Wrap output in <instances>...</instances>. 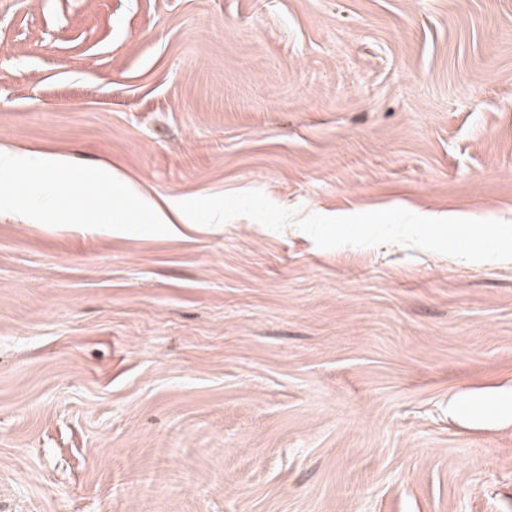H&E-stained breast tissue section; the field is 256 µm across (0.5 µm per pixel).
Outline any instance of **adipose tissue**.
<instances>
[{"mask_svg": "<svg viewBox=\"0 0 512 512\" xmlns=\"http://www.w3.org/2000/svg\"><path fill=\"white\" fill-rule=\"evenodd\" d=\"M66 169L64 159L50 153L0 148L1 176L21 174L45 189L44 197L39 200L28 193H1L0 208L18 209L26 214L29 222H42L55 208L54 187Z\"/></svg>", "mask_w": 512, "mask_h": 512, "instance_id": "ef3b65f1", "label": "adipose tissue"}]
</instances>
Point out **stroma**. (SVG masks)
I'll use <instances>...</instances> for the list:
<instances>
[{
    "mask_svg": "<svg viewBox=\"0 0 512 512\" xmlns=\"http://www.w3.org/2000/svg\"><path fill=\"white\" fill-rule=\"evenodd\" d=\"M0 512H512V262L100 224L258 189L512 221V0H0ZM66 170L64 159L51 153L0 148L1 177L23 174L30 182L46 189L44 197L39 200L29 193H1L0 208L18 209L26 214L29 222H42L55 209L54 187ZM80 174V180L85 178L95 179V183L93 185H102L106 189V192L101 198L99 204V212L103 218L102 224H128L122 221L119 217L118 211L112 207V173L106 168H101L87 172H80Z\"/></svg>",
    "mask_w": 512,
    "mask_h": 512,
    "instance_id": "stroma-1",
    "label": "stroma"
}]
</instances>
